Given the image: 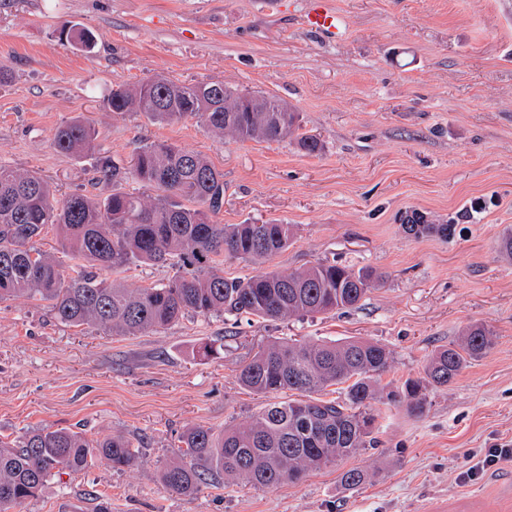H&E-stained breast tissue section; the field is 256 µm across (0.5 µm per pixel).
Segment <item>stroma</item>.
I'll list each match as a JSON object with an SVG mask.
<instances>
[{
	"label": "stroma",
	"instance_id": "35a3bbf8",
	"mask_svg": "<svg viewBox=\"0 0 512 512\" xmlns=\"http://www.w3.org/2000/svg\"><path fill=\"white\" fill-rule=\"evenodd\" d=\"M332 3L349 27L336 42L302 28L306 0H0V163L38 172L57 199L95 196L94 158L52 144L62 122L92 123L116 159L167 141L223 172L217 223L294 227L287 250L224 259L225 276L319 262L383 276L355 309L188 315L136 336L63 325L44 301L0 302V435L65 428L142 450L121 472L50 479L22 512H92L98 495L112 512H512V461L466 476L487 449L512 445V261L497 252L512 230V0ZM70 28L89 30L93 49L61 40ZM157 76L279 98L323 149L220 139L193 118L159 125L107 108L112 87ZM413 210L457 221L454 237L405 233ZM473 322L494 332V348L431 389L422 416L378 405L376 447L270 488L219 476L185 497L161 485L159 463L185 428L220 435L265 405L236 381L258 346L367 339L391 351L382 381L398 384ZM205 342L221 355L199 356ZM354 467L371 479L352 490L341 475Z\"/></svg>",
	"mask_w": 512,
	"mask_h": 512
}]
</instances>
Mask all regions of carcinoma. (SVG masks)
<instances>
[{
    "label": "carcinoma",
    "instance_id": "carcinoma-1",
    "mask_svg": "<svg viewBox=\"0 0 512 512\" xmlns=\"http://www.w3.org/2000/svg\"><path fill=\"white\" fill-rule=\"evenodd\" d=\"M209 82L176 83L155 77L112 89L108 109L135 112L154 124L199 119L216 137L242 141L291 139L308 154L322 150L300 125L299 114L281 100L238 92ZM264 110L266 124L257 122ZM95 127L73 119L55 130L54 147L76 158L95 159L106 192L72 194L57 202L51 185L35 172L0 164V301L27 297L50 302L55 318L72 326H97L114 336L157 331L188 314L201 317L252 315L263 320L328 314L353 308L371 290L375 275L336 263H317L289 273L277 270L249 278H227L220 259H262L292 243L291 224H217L224 206V173L202 154L165 141L144 144L129 162L101 151ZM135 182L155 192L149 200L129 192ZM404 231L415 237L448 239L455 225L431 224L412 211ZM63 251L78 261L76 275L53 255L33 246L47 229ZM167 263V282L128 288L117 278L131 265ZM495 334L482 323L468 325L454 341L429 356L423 375L393 387L380 384L392 363L384 346L343 342L273 340L239 367V385L255 394L293 397L269 402L247 424L217 436L190 427L181 447L159 469L163 488L194 496L222 475L253 488L300 480L375 445L373 403L403 405L423 415L431 388L453 383L471 362L486 355ZM341 386V396L318 394ZM139 448L123 435L90 441L73 430L36 428L15 440L0 438V512H19L52 478L97 464L114 471L133 467ZM370 479L351 468L343 484L356 489Z\"/></svg>",
    "mask_w": 512,
    "mask_h": 512
}]
</instances>
